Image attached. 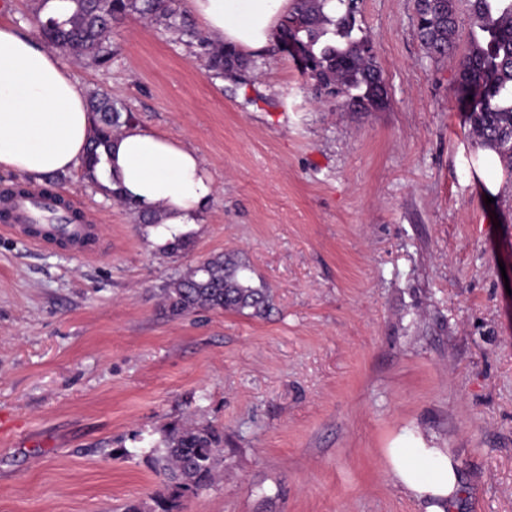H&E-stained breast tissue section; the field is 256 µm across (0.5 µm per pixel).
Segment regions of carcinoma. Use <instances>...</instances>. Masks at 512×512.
Here are the masks:
<instances>
[{
    "label": "carcinoma",
    "instance_id": "cac0c4a2",
    "mask_svg": "<svg viewBox=\"0 0 512 512\" xmlns=\"http://www.w3.org/2000/svg\"><path fill=\"white\" fill-rule=\"evenodd\" d=\"M51 0H34L33 18L41 38L53 47L92 63L111 60L114 25L138 16L176 35L198 49L209 71L217 78H241L249 61L235 48L213 45L199 31L180 0H65L66 12L47 11ZM326 0H292L283 17L275 45L289 51L295 42L306 58L302 71L326 96L345 94L346 103L366 112L387 102L385 82L372 46L353 37L354 0H336L345 7L330 18L323 12ZM480 35L470 37L460 64L458 100L469 132L480 149L494 152L500 164L512 171V0H467ZM457 0H415L416 26L426 52L448 55L459 40ZM94 132L82 167L91 176L100 160V149L133 117L128 109L104 91L89 99ZM247 265L231 256L212 255L172 278L161 289L172 317L199 310L251 309L258 315L267 306L265 289L252 285ZM163 474L166 492L151 498L144 511L132 505L128 512H182L183 502L209 488L224 468V435L208 425L181 424L169 428L162 445L149 449Z\"/></svg>",
    "mask_w": 512,
    "mask_h": 512
}]
</instances>
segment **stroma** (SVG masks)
<instances>
[{"label":"stroma","mask_w":512,"mask_h":512,"mask_svg":"<svg viewBox=\"0 0 512 512\" xmlns=\"http://www.w3.org/2000/svg\"><path fill=\"white\" fill-rule=\"evenodd\" d=\"M354 37L388 92L375 112L317 100L297 60L261 53L214 78L128 17L111 61L63 54L148 131L196 149L216 181L190 250L89 182L46 187L96 224L82 256L0 228V512H125L164 488L147 459L182 422L224 432V473L183 512H423L392 448H444L449 512H512V173L481 155L458 55L429 58L414 0H356ZM241 259L265 314L169 317L161 288Z\"/></svg>","instance_id":"35a3bbf8"}]
</instances>
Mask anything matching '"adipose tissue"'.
Returning <instances> with one entry per match:
<instances>
[{"label":"adipose tissue","mask_w":512,"mask_h":512,"mask_svg":"<svg viewBox=\"0 0 512 512\" xmlns=\"http://www.w3.org/2000/svg\"><path fill=\"white\" fill-rule=\"evenodd\" d=\"M292 0H183L209 39L253 54L273 43ZM92 114L60 56L16 26L0 23V173L33 178L66 173L86 155ZM99 184L118 188L142 212L161 210L151 235L165 245L201 223L215 195L214 179L197 151L131 123L96 169ZM391 479L426 512H446L458 476L444 448H393Z\"/></svg>","instance_id":"obj_1"}]
</instances>
